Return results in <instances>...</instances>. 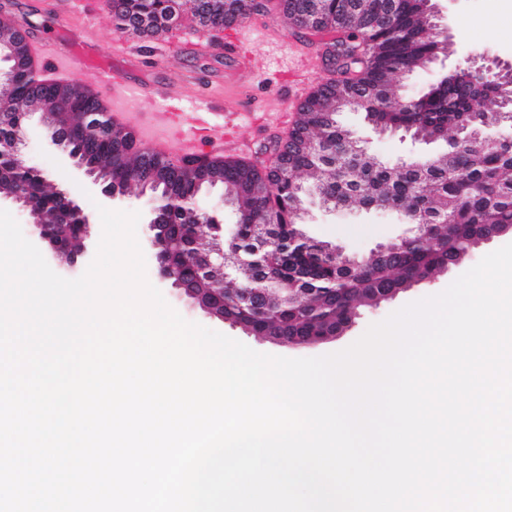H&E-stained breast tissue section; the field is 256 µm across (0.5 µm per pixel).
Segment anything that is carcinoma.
Masks as SVG:
<instances>
[{
	"label": "carcinoma",
	"instance_id": "carcinoma-1",
	"mask_svg": "<svg viewBox=\"0 0 512 512\" xmlns=\"http://www.w3.org/2000/svg\"><path fill=\"white\" fill-rule=\"evenodd\" d=\"M261 8L259 0H224L222 15L216 12L207 19L190 6L187 12L201 28L213 29L221 21H244ZM280 8L295 28L341 34L327 47V55L342 78L320 83L300 105L291 131L297 145L285 152L287 168L226 157L201 167L194 155L175 162L164 154L141 150L133 131L116 124L110 143L77 135L69 138L68 145L112 165V185L127 193L140 187L143 172L162 174L155 194L161 200V223L169 225L167 237L180 278L226 294L260 274L274 293L286 282L307 289L291 303L285 298L262 311L234 306L224 312L225 321L250 323L260 332L279 336H310L339 331L350 322L352 303H365L389 288H407L448 270L487 225H512V146L489 149L473 135L484 119L511 126L512 101L498 92L502 82L470 73L452 82H435L414 110L396 108L395 77L422 70L430 57L448 46L444 27L426 12L423 0H280ZM172 9V0H112V19L125 23L142 16L163 18ZM7 63L4 85L16 109L0 112V192L20 188L47 223L73 224L74 214L65 211L60 194L46 189L35 172L20 168L15 130L31 107L43 103L59 104L60 123L70 122L76 112L103 111L105 106L80 82L51 76L33 80L27 43ZM347 108L364 112L374 125L412 137L453 131L459 135L457 153L451 159L445 153L383 160L338 124L337 114ZM302 176L311 180L310 186L304 185ZM255 181L268 185L265 195L250 192ZM212 185L224 187L239 213L228 242L218 221L194 223V200L203 187ZM309 187L331 207L415 216L429 225L428 237L404 248L391 245L394 253L388 259L374 255L366 262L334 266L318 262L317 240L311 238L306 250L290 253L281 251L273 240L266 250L265 271H258L248 253L249 225L291 224L301 232ZM218 241L224 242L227 267L221 279L199 278L191 264L178 259L187 248L204 253Z\"/></svg>",
	"mask_w": 512,
	"mask_h": 512
}]
</instances>
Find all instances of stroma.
Listing matches in <instances>:
<instances>
[{"instance_id":"obj_1","label":"stroma","mask_w":512,"mask_h":512,"mask_svg":"<svg viewBox=\"0 0 512 512\" xmlns=\"http://www.w3.org/2000/svg\"><path fill=\"white\" fill-rule=\"evenodd\" d=\"M441 21L451 36L446 58L427 71L398 76L405 96L425 91L449 65L480 55L512 66V0H435ZM22 26L30 44L50 39L57 52L71 61L70 77L80 80L87 63L108 64L127 79L144 84L146 96L129 97L125 109L133 121L144 122L164 104L205 103L212 112H245L232 137L244 146L248 159L269 161L266 147L285 136L275 124L278 113L288 111V97L295 91L298 74L288 65L292 52L322 59L334 33H311L285 23L268 0L265 9L246 22L249 40L239 38V27L208 32L178 21L157 37L133 36L116 28L108 0H0V16ZM339 120L355 136L369 139L378 157L395 161L448 151L446 142L423 143L398 134L377 135L362 113L348 110ZM27 166L43 173L51 186L67 193L91 217L95 228L87 246L96 250L102 230L100 217L87 196L91 182L77 172L62 149L49 142V130L41 112L28 114L20 146ZM303 232L325 241L355 260L369 259L378 246L412 235L413 225L402 223L395 213L382 210H331L316 196L304 200ZM512 243V233L481 244L462 261L433 279L412 284L395 298L376 306L362 305L346 331L312 346L291 347L249 334L240 327L203 311L159 275L154 257L146 259V276L167 303L183 318L236 339L253 350L290 358L318 357L346 349L371 324L380 322L408 303L443 292L482 257Z\"/></svg>"}]
</instances>
